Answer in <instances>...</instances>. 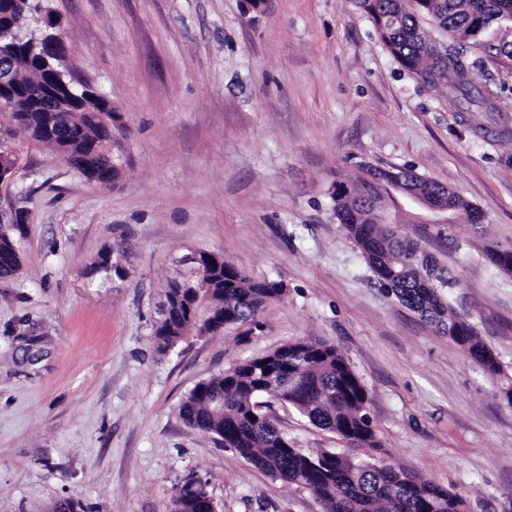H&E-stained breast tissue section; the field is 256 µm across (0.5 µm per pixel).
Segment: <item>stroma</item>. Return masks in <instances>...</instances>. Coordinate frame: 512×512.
<instances>
[{
	"instance_id": "1",
	"label": "stroma",
	"mask_w": 512,
	"mask_h": 512,
	"mask_svg": "<svg viewBox=\"0 0 512 512\" xmlns=\"http://www.w3.org/2000/svg\"><path fill=\"white\" fill-rule=\"evenodd\" d=\"M78 79L111 99L132 134L114 185L88 181L26 143L0 209L28 214L21 271L0 278V512H170L195 475L219 512H318L190 428L200 381L287 342H327L369 394L376 456L462 493L469 512H512V407L448 336L376 285L330 194L363 165L408 169L479 206L483 223L382 190L386 220L459 279L463 308L512 375V59L469 74L499 110L467 112L394 61L353 0H46ZM121 244L125 277L86 276ZM219 251L282 282L258 326L189 336L161 355L153 325L168 282ZM304 449H344L292 407L263 406Z\"/></svg>"
}]
</instances>
